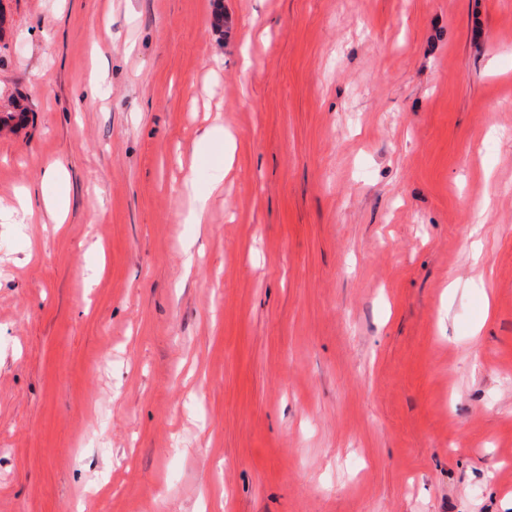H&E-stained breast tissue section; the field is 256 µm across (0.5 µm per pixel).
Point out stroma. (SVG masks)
<instances>
[{
    "instance_id": "35a3bbf8",
    "label": "stroma",
    "mask_w": 512,
    "mask_h": 512,
    "mask_svg": "<svg viewBox=\"0 0 512 512\" xmlns=\"http://www.w3.org/2000/svg\"><path fill=\"white\" fill-rule=\"evenodd\" d=\"M0 11V512H512V0Z\"/></svg>"
}]
</instances>
